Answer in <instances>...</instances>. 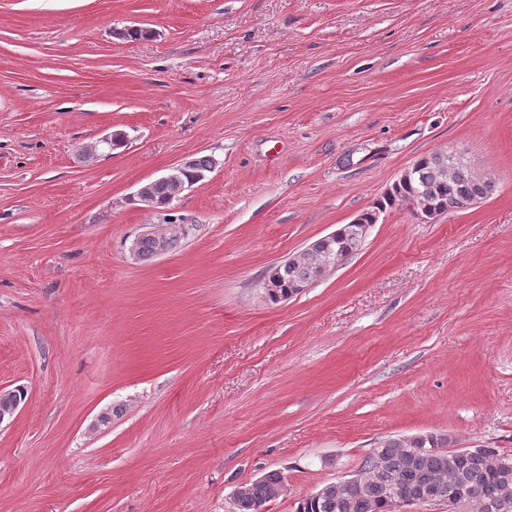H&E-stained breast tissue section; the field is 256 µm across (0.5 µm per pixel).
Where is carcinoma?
<instances>
[{"instance_id": "carcinoma-1", "label": "carcinoma", "mask_w": 512, "mask_h": 512, "mask_svg": "<svg viewBox=\"0 0 512 512\" xmlns=\"http://www.w3.org/2000/svg\"><path fill=\"white\" fill-rule=\"evenodd\" d=\"M212 159L195 157L180 178L187 182L210 171ZM495 182L472 172L467 162L452 155L430 154L417 159L395 183L392 191L374 206L384 211L397 202L415 200L430 209L426 217L461 209L490 196ZM172 186L157 181L150 188L157 207H168ZM138 257L147 260L179 248L182 239L170 233H144L134 239ZM358 246L357 224H344L336 237L313 253H297L294 260L275 266L270 277L280 291L293 285H309L315 280L316 264L323 254L339 250L350 252ZM448 439L434 435L396 437L383 440L365 459L357 481L349 484L329 483L316 497L305 496L297 502L296 512H393V491L407 499L427 496L480 502L488 512H512V456L495 448L454 456L446 450ZM284 476L270 471L239 487L243 508L265 505L276 498Z\"/></svg>"}]
</instances>
